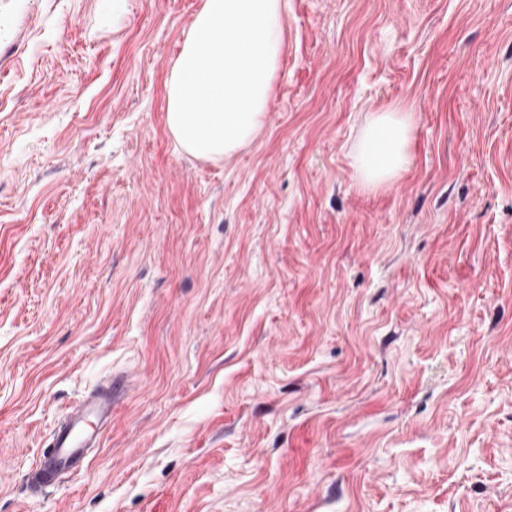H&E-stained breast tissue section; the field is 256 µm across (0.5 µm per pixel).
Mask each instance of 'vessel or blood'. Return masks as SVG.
I'll return each mask as SVG.
<instances>
[{
    "label": "vessel or blood",
    "mask_w": 512,
    "mask_h": 512,
    "mask_svg": "<svg viewBox=\"0 0 512 512\" xmlns=\"http://www.w3.org/2000/svg\"><path fill=\"white\" fill-rule=\"evenodd\" d=\"M114 385L87 394L73 408L51 435L32 472L31 481L38 487H50L63 476L81 473L91 449L112 423Z\"/></svg>",
    "instance_id": "vessel-or-blood-1"
}]
</instances>
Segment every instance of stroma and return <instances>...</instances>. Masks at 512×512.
<instances>
[{"label": "stroma", "instance_id": "1", "mask_svg": "<svg viewBox=\"0 0 512 512\" xmlns=\"http://www.w3.org/2000/svg\"><path fill=\"white\" fill-rule=\"evenodd\" d=\"M200 4L0 0V512H512V0H288L216 160L165 123ZM398 104L411 164L363 191ZM414 116L394 106L368 118L354 153L360 185L379 190L392 186L412 160ZM112 380L87 394L51 435L31 475L37 487H50L63 476L81 473L92 448H98L112 423Z\"/></svg>", "mask_w": 512, "mask_h": 512}]
</instances>
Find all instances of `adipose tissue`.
I'll use <instances>...</instances> for the list:
<instances>
[{"mask_svg":"<svg viewBox=\"0 0 512 512\" xmlns=\"http://www.w3.org/2000/svg\"><path fill=\"white\" fill-rule=\"evenodd\" d=\"M288 0H201L166 83V126L178 147L227 158L261 133L285 47ZM414 116L368 118L354 153L363 188L392 186L412 160Z\"/></svg>","mask_w":512,"mask_h":512,"instance_id":"adipose-tissue-1","label":"adipose tissue"}]
</instances>
